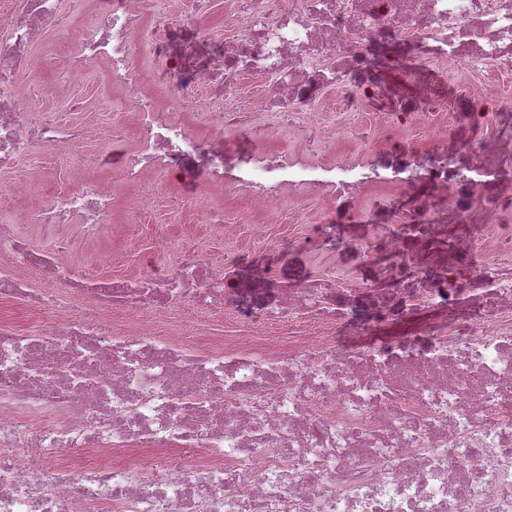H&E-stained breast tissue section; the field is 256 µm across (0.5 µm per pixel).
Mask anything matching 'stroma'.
<instances>
[{
	"mask_svg": "<svg viewBox=\"0 0 512 512\" xmlns=\"http://www.w3.org/2000/svg\"><path fill=\"white\" fill-rule=\"evenodd\" d=\"M72 50L70 37L52 33L43 34L30 51V57L40 70L27 101L28 107L69 113L71 120L89 124H107L126 120V100L110 82L105 72H97L86 84L74 88L72 93L62 92L56 83V68L60 58ZM136 67L153 72L155 80L148 90L167 109L171 117L187 123H195L194 113L184 111L172 81L166 77L161 63L155 59L150 40H143L137 52ZM436 80L415 78L409 75L388 74L381 81L387 87L391 108H407L424 104L435 94L445 95L448 100L446 125H453L455 112L459 110L473 88L488 85L501 96L512 99V71L501 72L484 67L467 72L453 64H435ZM82 98L85 107L79 112H69L68 99ZM346 91L330 89L316 112L320 121L331 125L355 123L366 125L382 119L379 111L350 112L344 107ZM25 168L33 172L32 192L17 200L12 219L16 232L31 245L50 249L59 241L69 243L73 251L72 272L86 279L99 277H150L159 267H169L175 262L182 246L195 247L206 254L210 269L215 276H224L241 259L252 260L283 273L289 264L301 263L310 268L339 267L353 271L360 278H371L370 270L360 268L354 249L342 245L340 250L319 255L303 249H289L288 243L305 237L309 227L294 222L290 214H283L278 222H267L262 216H254L252 223H243L248 210L246 202L234 196L212 200L205 183H198L195 190L184 195L182 208L173 209L164 202L142 208L141 199L151 190V183L132 184L106 161L99 145L85 144L75 147L68 158H60L47 150L34 160H24ZM104 180L111 182L114 190L112 222L103 235L89 242L81 237L73 224H27L23 218L29 211L44 204L52 195L80 181L83 183ZM437 200L428 195L416 183H405L395 192H376L367 200H350V212L360 210L377 214L413 204L432 207ZM223 217L225 223L236 225L237 233L228 238L217 234L212 225L197 221V212L205 205ZM160 237L171 243V251L159 263H151L148 257L153 242Z\"/></svg>",
	"mask_w": 512,
	"mask_h": 512,
	"instance_id": "1",
	"label": "stroma"
}]
</instances>
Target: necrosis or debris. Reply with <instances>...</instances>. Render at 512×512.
Returning a JSON list of instances; mask_svg holds the SVG:
<instances>
[{"label": "necrosis or debris", "instance_id": "4bbe7bcc", "mask_svg": "<svg viewBox=\"0 0 512 512\" xmlns=\"http://www.w3.org/2000/svg\"><path fill=\"white\" fill-rule=\"evenodd\" d=\"M60 3L0 7V172L13 177L1 214L33 187L25 159L88 141L109 146L128 181H202L267 218L291 206L306 223L308 198L340 202L412 179L440 204L421 217H349L368 284L294 270L280 286L262 264L216 277L195 250L161 277L77 279L66 247L30 248L0 224V296L56 314L34 332L0 322V512H512V101L474 92L455 136L441 98L388 113L361 138L301 118L352 82L349 108L365 111L383 72L428 62L511 71L512 0H231L233 33L218 44L166 13L153 50L186 110L235 131L231 144L169 119L146 91L133 64L145 0H99L96 25L79 32ZM48 30L77 44L63 88L100 65L121 86L136 149L125 147L129 126L27 108V50ZM244 75L274 124L225 101V83ZM409 126L429 148L398 146ZM280 133L288 150L252 149ZM335 138L357 147L323 160ZM111 216L110 188L88 184L26 220L74 224L92 240ZM32 271L46 287H31ZM227 308L246 339L231 350L102 317Z\"/></svg>", "mask_w": 512, "mask_h": 512}]
</instances>
